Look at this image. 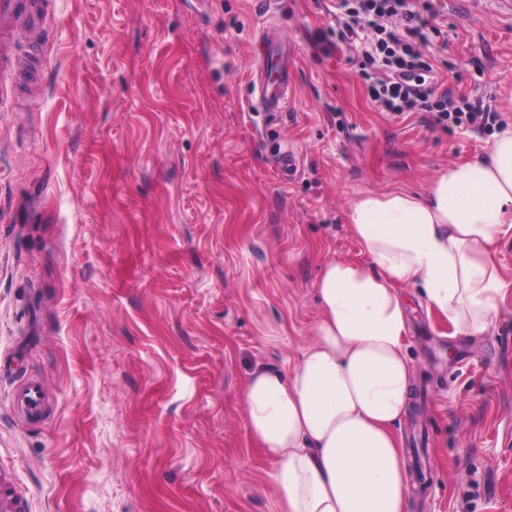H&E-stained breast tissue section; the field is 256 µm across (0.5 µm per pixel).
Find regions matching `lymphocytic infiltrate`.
<instances>
[{
  "label": "lymphocytic infiltrate",
  "instance_id": "f902f5d3",
  "mask_svg": "<svg viewBox=\"0 0 512 512\" xmlns=\"http://www.w3.org/2000/svg\"><path fill=\"white\" fill-rule=\"evenodd\" d=\"M430 0H336V38L358 53L360 75L381 111L429 113L436 124L492 131L502 124L491 104L453 93L425 48L437 34Z\"/></svg>",
  "mask_w": 512,
  "mask_h": 512
}]
</instances>
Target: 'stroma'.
<instances>
[{
  "label": "stroma",
  "mask_w": 512,
  "mask_h": 512,
  "mask_svg": "<svg viewBox=\"0 0 512 512\" xmlns=\"http://www.w3.org/2000/svg\"><path fill=\"white\" fill-rule=\"evenodd\" d=\"M54 2L39 94L0 112V460L32 512H273L244 379L288 368L323 264L361 259L357 192H425L493 136L378 110L350 48L323 51L330 0ZM434 7L444 87L512 91V0ZM269 27L294 80L271 117ZM409 314L421 412L401 433L431 474L411 512H512V300L482 336ZM31 377L39 423L12 406Z\"/></svg>",
  "instance_id": "stroma-1"
}]
</instances>
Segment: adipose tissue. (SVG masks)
Returning <instances> with one entry per match:
<instances>
[{
	"mask_svg": "<svg viewBox=\"0 0 512 512\" xmlns=\"http://www.w3.org/2000/svg\"><path fill=\"white\" fill-rule=\"evenodd\" d=\"M364 260H328L319 315L288 369L241 388L246 428L272 463L275 512H409L397 429L413 401L408 290L454 335L482 336L512 294L497 260L512 239V127L427 190L356 193L346 213Z\"/></svg>",
	"mask_w": 512,
	"mask_h": 512,
	"instance_id": "1",
	"label": "adipose tissue"
}]
</instances>
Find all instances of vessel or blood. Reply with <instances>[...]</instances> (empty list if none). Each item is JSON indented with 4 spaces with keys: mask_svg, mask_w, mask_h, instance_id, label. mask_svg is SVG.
<instances>
[{
    "mask_svg": "<svg viewBox=\"0 0 512 512\" xmlns=\"http://www.w3.org/2000/svg\"><path fill=\"white\" fill-rule=\"evenodd\" d=\"M51 0H0V112L13 109L25 88L19 78L44 68L50 50ZM256 53L263 58L269 77L257 92L269 111H281L288 102L291 74L288 50L274 39L261 38ZM12 402L26 419L39 421L44 412L42 386L31 378L14 390ZM29 496L14 480L8 465L0 463V512H29Z\"/></svg>",
    "mask_w": 512,
    "mask_h": 512,
    "instance_id": "1",
    "label": "vessel or blood"
}]
</instances>
